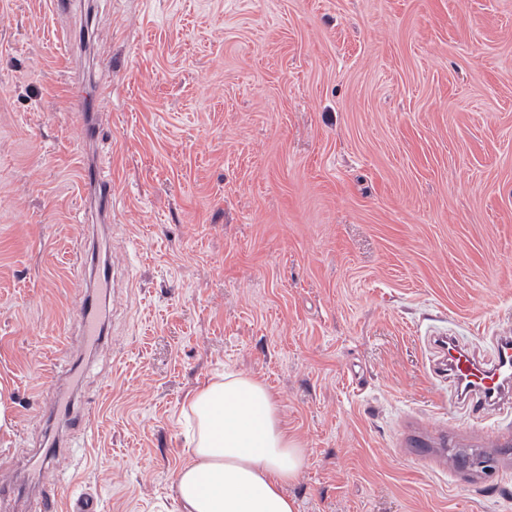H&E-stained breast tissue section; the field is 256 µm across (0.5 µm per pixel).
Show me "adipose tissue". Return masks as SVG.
<instances>
[{"label": "adipose tissue", "instance_id": "ef3b65f1", "mask_svg": "<svg viewBox=\"0 0 512 512\" xmlns=\"http://www.w3.org/2000/svg\"><path fill=\"white\" fill-rule=\"evenodd\" d=\"M183 418L188 458L173 484L180 512H299L285 489L305 450L263 381L224 373L189 397Z\"/></svg>", "mask_w": 512, "mask_h": 512}]
</instances>
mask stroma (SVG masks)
Segmentation results:
<instances>
[{
  "label": "stroma",
  "instance_id": "stroma-1",
  "mask_svg": "<svg viewBox=\"0 0 512 512\" xmlns=\"http://www.w3.org/2000/svg\"><path fill=\"white\" fill-rule=\"evenodd\" d=\"M505 333L512 0H0V512H178L181 407L227 369L302 443L300 512H512V394L476 423L435 373L436 337ZM83 182L98 202V217L103 223L112 222V181L102 175L96 166L83 170ZM80 320L83 327V334L89 338L96 337V341L100 342L101 330L98 306L93 301H90L88 305L86 297L84 299Z\"/></svg>",
  "mask_w": 512,
  "mask_h": 512
}]
</instances>
